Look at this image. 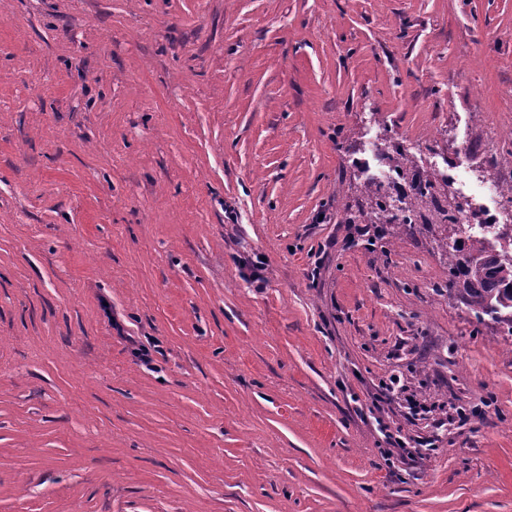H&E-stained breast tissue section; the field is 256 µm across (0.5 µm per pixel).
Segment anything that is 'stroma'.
<instances>
[{
    "label": "stroma",
    "mask_w": 512,
    "mask_h": 512,
    "mask_svg": "<svg viewBox=\"0 0 512 512\" xmlns=\"http://www.w3.org/2000/svg\"><path fill=\"white\" fill-rule=\"evenodd\" d=\"M373 118L395 192L511 180L512 0H0V512H512V340Z\"/></svg>",
    "instance_id": "obj_1"
}]
</instances>
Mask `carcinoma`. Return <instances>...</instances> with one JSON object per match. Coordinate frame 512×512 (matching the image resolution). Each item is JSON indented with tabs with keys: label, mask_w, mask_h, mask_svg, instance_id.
I'll return each instance as SVG.
<instances>
[{
	"label": "carcinoma",
	"mask_w": 512,
	"mask_h": 512,
	"mask_svg": "<svg viewBox=\"0 0 512 512\" xmlns=\"http://www.w3.org/2000/svg\"><path fill=\"white\" fill-rule=\"evenodd\" d=\"M451 230L449 241L443 244L450 274L448 292H457L467 312L476 320L490 315L506 326L512 336V315L499 314L501 310L512 309V258H487L472 248L465 252L459 238L460 225H451ZM459 279L463 280V287L456 290L454 286Z\"/></svg>",
	"instance_id": "1"
}]
</instances>
